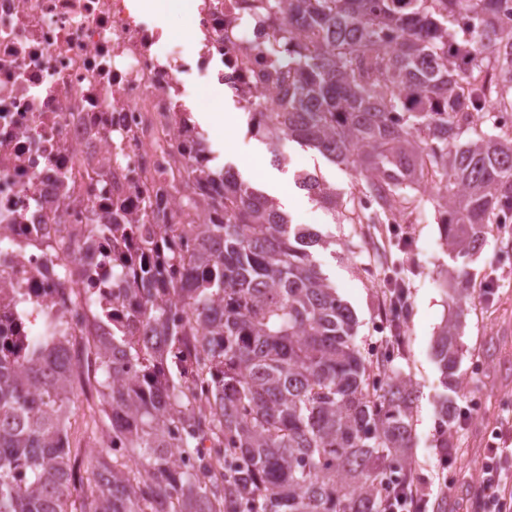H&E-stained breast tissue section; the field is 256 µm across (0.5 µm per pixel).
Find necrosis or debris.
<instances>
[{"label":"necrosis or debris","instance_id":"obj_1","mask_svg":"<svg viewBox=\"0 0 512 512\" xmlns=\"http://www.w3.org/2000/svg\"><path fill=\"white\" fill-rule=\"evenodd\" d=\"M192 38L174 39L143 0H0V282L39 311L20 325L0 297V339L22 349L60 317L67 335L105 336L87 299L111 306L112 273L143 254L139 225L185 241L201 213L187 197L207 143L185 110L206 112L200 88L253 104L275 97L279 66L258 0H176ZM125 224L122 238L90 235Z\"/></svg>","mask_w":512,"mask_h":512}]
</instances>
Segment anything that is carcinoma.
<instances>
[{"instance_id": "obj_1", "label": "carcinoma", "mask_w": 512, "mask_h": 512, "mask_svg": "<svg viewBox=\"0 0 512 512\" xmlns=\"http://www.w3.org/2000/svg\"><path fill=\"white\" fill-rule=\"evenodd\" d=\"M265 2L272 21L288 13L273 29L288 70L281 96L248 116L274 161L288 141L358 171L353 224L379 223L434 176L449 255L481 248L512 212V134L469 119L471 79L489 67L512 110L502 0ZM216 160L190 182L222 188L224 222L190 225V252L162 241L163 263L123 289L125 320L93 337L104 408L92 423L114 450L76 472L60 326L22 354L0 342V512H387L385 487L411 466L407 383L385 373L369 388L353 313L314 258L322 235ZM297 184L343 206L315 174ZM458 351L447 323L434 346L445 389ZM452 417L445 392L444 448Z\"/></svg>"}]
</instances>
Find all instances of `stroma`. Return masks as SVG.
<instances>
[{
    "label": "stroma",
    "mask_w": 512,
    "mask_h": 512,
    "mask_svg": "<svg viewBox=\"0 0 512 512\" xmlns=\"http://www.w3.org/2000/svg\"><path fill=\"white\" fill-rule=\"evenodd\" d=\"M208 135L210 148L221 163L231 166L241 180L263 190L280 209L288 210L293 223H305V216L289 210L288 199L297 194V174L309 171L336 187L344 199L359 196L363 180L354 171L329 162L316 151L294 144L284 145L287 164L273 163L264 141L238 132L234 149H226L222 129L210 123L204 113L192 115ZM416 219L392 226L352 224L333 217L318 204H311L318 218L316 230L330 241L318 250L316 259L336 284L341 297L353 309L358 326L356 340L362 352H369L383 337L394 336L391 368L406 378L413 389L412 477L426 476L434 494L429 512H476L484 457L495 434L512 435L503 418L512 414V232L500 225L488 227L484 246L465 259L462 269L472 295L463 320V356L460 374H467L472 358L487 364L476 393L479 409H471L464 386L454 393L457 410L466 418H454L448 431L451 462H443L436 446L438 400L444 388L434 358L433 340L448 316V298L439 286V273L453 263L440 243L436 192H413ZM405 281L411 300L395 331L385 329L381 299L391 282ZM99 396L92 385L76 390L69 418L70 442L75 448H102L106 429L90 431V409Z\"/></svg>",
    "instance_id": "1"
}]
</instances>
